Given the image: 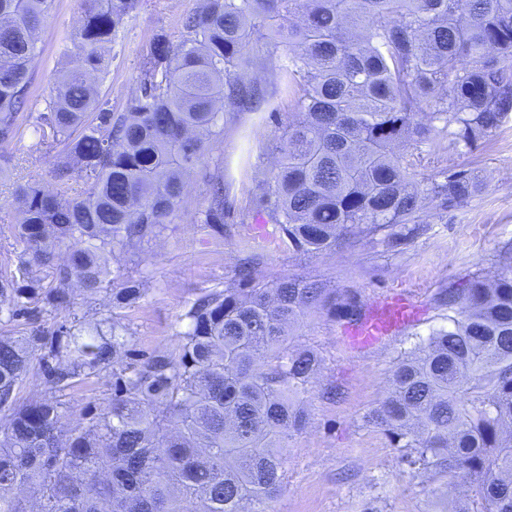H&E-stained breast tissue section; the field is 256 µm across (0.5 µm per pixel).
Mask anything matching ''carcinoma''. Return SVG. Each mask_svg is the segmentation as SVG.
Wrapping results in <instances>:
<instances>
[{
  "instance_id": "1",
  "label": "carcinoma",
  "mask_w": 512,
  "mask_h": 512,
  "mask_svg": "<svg viewBox=\"0 0 512 512\" xmlns=\"http://www.w3.org/2000/svg\"><path fill=\"white\" fill-rule=\"evenodd\" d=\"M138 0H79L80 16L36 118L54 185L16 186L18 278L0 281V314L37 321L66 309L70 286L104 292L112 314L77 315L28 336L0 335V512H268L284 485L288 442L308 423L318 354L289 334L327 289L299 278L234 282L184 314L176 355L113 372L112 403L62 425L57 393L116 362L127 346L119 310L140 285L108 257L134 256L174 223L185 177L208 167L224 112L260 110L250 46L262 31L285 47L280 83L295 112L273 139L276 159L255 208L288 248L323 254L365 239L408 244L430 198L455 208L481 189L458 170L420 186L397 153L448 138L473 149L512 113V0H200L178 42L161 29L141 49L128 107L112 111L95 80ZM51 0H0V172L12 162L28 105L38 33ZM429 108L428 122L417 119ZM196 222L224 232V170L205 174ZM79 179L76 193L71 181ZM74 248L63 264L58 249ZM54 270L46 288L32 266ZM328 312L354 324L355 297ZM448 326L395 359L369 422L418 473L462 477L450 512H512V264L448 293ZM54 392L22 402L32 356Z\"/></svg>"
}]
</instances>
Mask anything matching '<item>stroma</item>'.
Returning a JSON list of instances; mask_svg holds the SVG:
<instances>
[{"label":"stroma","mask_w":512,"mask_h":512,"mask_svg":"<svg viewBox=\"0 0 512 512\" xmlns=\"http://www.w3.org/2000/svg\"><path fill=\"white\" fill-rule=\"evenodd\" d=\"M197 0H139L120 26L112 44L110 71L99 94L113 111H124L140 66V49L158 30L178 34L181 15ZM78 0H53L40 33L42 52L34 63L29 94L31 114L45 108L55 71L68 61L67 38L78 21ZM283 47L258 43L253 75L266 98L263 110L291 111L283 93L277 65ZM273 121H260L254 112H227L224 134L208 157L224 167L232 206L223 235L196 223L198 202L206 195L201 176H193L186 202L174 224L139 258L127 262L130 276L139 279L145 297L122 309L121 319L131 341L121 364L137 363L152 354L178 351L185 329L184 314L191 302L215 286L232 283L240 258L254 254L256 276L262 281L303 276L322 281L337 295H356L362 306L388 291H416L423 309L420 322L386 343L366 351L347 350L341 342V322L327 311H309L297 325V345L315 350L321 359L311 383L309 420L288 447L282 492L271 512H444L452 493L444 477L429 479L403 463L401 453L380 428L369 423L389 384L395 358L418 338L442 324L443 301L449 289L460 287L468 275L491 277L512 260V116L476 149L450 147L447 140L403 151L423 177L474 169L482 177V192L468 203L442 207L426 202L420 213L425 234L414 243L391 247L362 243L326 255L294 254L284 247L245 248L241 225L260 220L252 202L257 180L271 167L268 146L276 135ZM11 146L10 170L0 175V278L17 272L23 250L13 236L18 216L12 204L16 184L51 185L52 158L39 144L31 122ZM111 368L66 389L62 419L71 428L85 412H99L112 402Z\"/></svg>","instance_id":"stroma-1"}]
</instances>
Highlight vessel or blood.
<instances>
[{"instance_id": "vessel-or-blood-1", "label": "vessel or blood", "mask_w": 512, "mask_h": 512, "mask_svg": "<svg viewBox=\"0 0 512 512\" xmlns=\"http://www.w3.org/2000/svg\"><path fill=\"white\" fill-rule=\"evenodd\" d=\"M420 317L411 290H392L373 304L359 323L346 328V342L354 350L376 347L396 333L414 325Z\"/></svg>"}]
</instances>
